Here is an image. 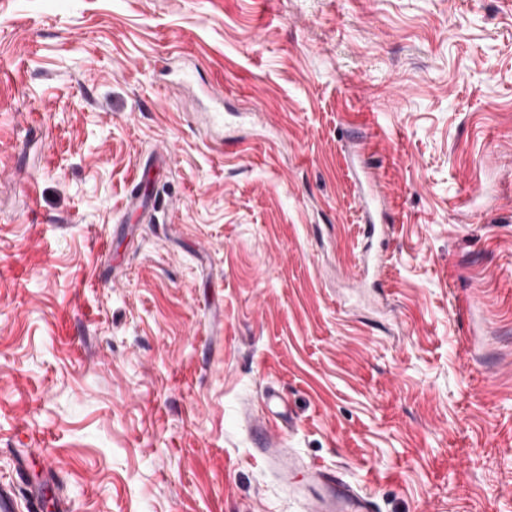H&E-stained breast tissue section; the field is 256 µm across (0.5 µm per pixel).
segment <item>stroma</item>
<instances>
[{
    "instance_id": "1",
    "label": "stroma",
    "mask_w": 512,
    "mask_h": 512,
    "mask_svg": "<svg viewBox=\"0 0 512 512\" xmlns=\"http://www.w3.org/2000/svg\"><path fill=\"white\" fill-rule=\"evenodd\" d=\"M271 415L512 512V0H0V488L301 512ZM263 446L257 450L263 458L275 464L280 482L290 489L299 491L301 484L296 478L302 470V464L297 457L288 448H279L275 441L269 440Z\"/></svg>"
}]
</instances>
